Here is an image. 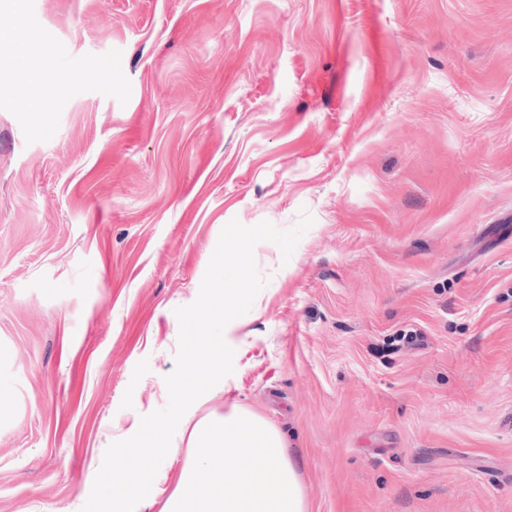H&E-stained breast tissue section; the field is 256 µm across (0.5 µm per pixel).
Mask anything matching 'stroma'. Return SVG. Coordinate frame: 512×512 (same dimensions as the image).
Returning a JSON list of instances; mask_svg holds the SVG:
<instances>
[{
    "label": "stroma",
    "instance_id": "1",
    "mask_svg": "<svg viewBox=\"0 0 512 512\" xmlns=\"http://www.w3.org/2000/svg\"><path fill=\"white\" fill-rule=\"evenodd\" d=\"M34 9L131 95L0 109V512H80L222 229L304 212L202 413L278 428L308 512H512V0Z\"/></svg>",
    "mask_w": 512,
    "mask_h": 512
}]
</instances>
